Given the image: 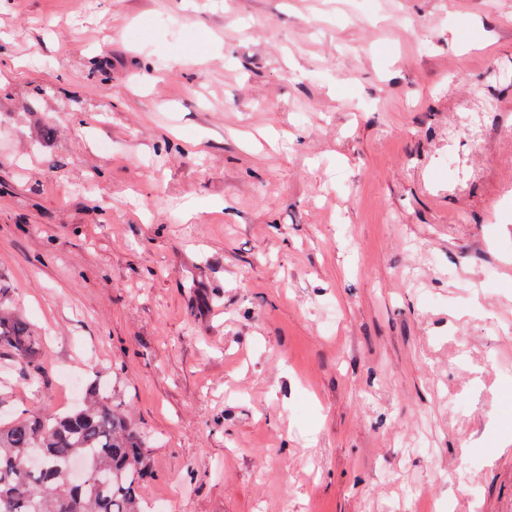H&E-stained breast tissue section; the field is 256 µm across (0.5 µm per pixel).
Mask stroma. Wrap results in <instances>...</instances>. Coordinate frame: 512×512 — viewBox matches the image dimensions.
I'll return each mask as SVG.
<instances>
[{
    "label": "stroma",
    "instance_id": "stroma-1",
    "mask_svg": "<svg viewBox=\"0 0 512 512\" xmlns=\"http://www.w3.org/2000/svg\"><path fill=\"white\" fill-rule=\"evenodd\" d=\"M0 285L145 501L512 512V0H0Z\"/></svg>",
    "mask_w": 512,
    "mask_h": 512
}]
</instances>
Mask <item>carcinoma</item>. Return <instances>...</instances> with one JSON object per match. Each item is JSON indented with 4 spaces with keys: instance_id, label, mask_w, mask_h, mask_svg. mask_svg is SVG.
I'll return each instance as SVG.
<instances>
[{
    "instance_id": "cac0c4a2",
    "label": "carcinoma",
    "mask_w": 512,
    "mask_h": 512,
    "mask_svg": "<svg viewBox=\"0 0 512 512\" xmlns=\"http://www.w3.org/2000/svg\"><path fill=\"white\" fill-rule=\"evenodd\" d=\"M0 348L32 374L41 373L39 340L1 300ZM147 448L122 412L93 397L63 415L0 424V512H146L140 495ZM83 465L71 487V463Z\"/></svg>"
}]
</instances>
